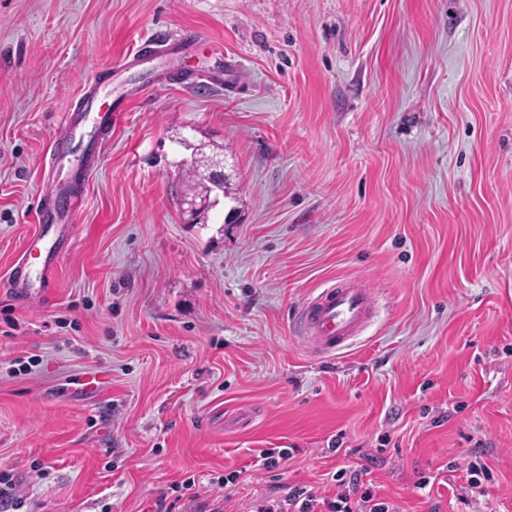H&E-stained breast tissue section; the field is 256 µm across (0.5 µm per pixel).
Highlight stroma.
<instances>
[{
    "label": "stroma",
    "instance_id": "35a3bbf8",
    "mask_svg": "<svg viewBox=\"0 0 512 512\" xmlns=\"http://www.w3.org/2000/svg\"><path fill=\"white\" fill-rule=\"evenodd\" d=\"M190 28L205 42L106 77ZM107 79L126 113L51 292L0 286L19 512H250L345 466L401 512H458L478 444L512 512V0H0V283L65 115ZM186 124L234 165L237 223H184ZM339 278L376 317L323 358L292 319ZM261 448L256 450L253 456L254 466L259 471L272 472L283 466L288 459L293 457L294 448Z\"/></svg>",
    "mask_w": 512,
    "mask_h": 512
}]
</instances>
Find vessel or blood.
<instances>
[{"label": "vessel or blood", "mask_w": 512, "mask_h": 512, "mask_svg": "<svg viewBox=\"0 0 512 512\" xmlns=\"http://www.w3.org/2000/svg\"><path fill=\"white\" fill-rule=\"evenodd\" d=\"M203 40V34L194 30L175 38L147 41L138 53L126 56L116 67L120 70L135 67L144 54L182 53ZM95 94L94 88H87L84 92L89 100L86 108L71 112L64 122L62 138L69 145L68 151L51 152L45 161L51 192L38 206L37 229L8 276L16 294L48 293L51 274L72 242L76 203L67 187L79 178L90 180L95 173L92 157L84 151L83 145L103 135L122 119L124 109L117 104L108 113H101L93 102ZM373 317V290L363 280L347 278L336 280L305 301L294 316L293 327L298 337L318 354L332 356L360 336Z\"/></svg>", "instance_id": "b4317fda"}]
</instances>
